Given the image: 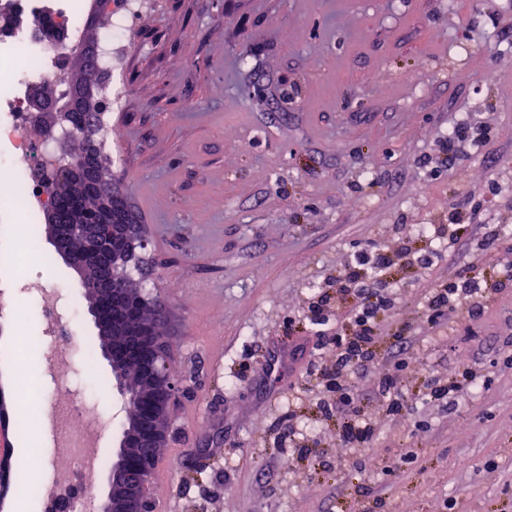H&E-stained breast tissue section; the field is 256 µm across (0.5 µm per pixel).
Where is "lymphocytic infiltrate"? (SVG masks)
Masks as SVG:
<instances>
[{"label": "lymphocytic infiltrate", "mask_w": 512, "mask_h": 512, "mask_svg": "<svg viewBox=\"0 0 512 512\" xmlns=\"http://www.w3.org/2000/svg\"><path fill=\"white\" fill-rule=\"evenodd\" d=\"M388 255L372 250L360 252L345 277L336 283V291L349 297L350 334L336 336V369L326 373V387L336 395V409L346 416L339 440L345 448L366 447L373 430L364 418L352 376L358 367L371 358L377 341L378 320L382 311L391 306L384 294L385 284L377 273L389 267ZM484 293L475 279L467 278L436 289L429 301L428 321L442 325L449 310L466 304L471 311H480Z\"/></svg>", "instance_id": "lymphocytic-infiltrate-1"}]
</instances>
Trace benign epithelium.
<instances>
[{"label": "benign epithelium", "instance_id": "benign-epithelium-1", "mask_svg": "<svg viewBox=\"0 0 512 512\" xmlns=\"http://www.w3.org/2000/svg\"><path fill=\"white\" fill-rule=\"evenodd\" d=\"M28 111L46 118L49 127L68 120V103L40 93L28 99ZM94 122L81 131L88 144L87 158L68 165L64 175L71 177L88 170L87 160L101 163ZM52 229L51 242L68 263L82 273L106 256L112 257V292L109 308L93 309L90 315L104 340L101 353L112 369L113 390L126 402L140 405L141 414L128 418L118 440L115 459L109 473L110 491L94 505L93 512H155L153 476L159 461L158 449L167 440V420L172 403L184 390V383L174 379L167 368L165 337L155 332L149 322H134L136 310L152 303L130 289L128 268L143 246L142 226L125 210L122 224H91L80 210L58 216L45 208ZM78 238L82 249L73 255L70 242Z\"/></svg>", "mask_w": 512, "mask_h": 512}]
</instances>
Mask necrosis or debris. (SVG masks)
<instances>
[{"label": "necrosis or debris", "mask_w": 512, "mask_h": 512, "mask_svg": "<svg viewBox=\"0 0 512 512\" xmlns=\"http://www.w3.org/2000/svg\"><path fill=\"white\" fill-rule=\"evenodd\" d=\"M63 49L62 42L35 41L23 31L0 35V145L8 148L1 161L9 170L0 178V203L11 205L16 225L30 223L47 203L45 184L33 170L47 166L56 154L50 143L35 142L36 124L25 103L28 92L36 89L53 97L61 92V76L53 62ZM31 284L45 324L38 371L57 378L71 364L76 331L69 311L77 301L52 280L36 277ZM17 394L37 401L48 416L52 437L51 447L37 449L38 463L22 477V490L37 493L51 487V495L43 502L44 512H74L77 498L97 485L108 466L101 437L106 420L97 407L83 405L67 394L40 400L25 386ZM78 417L84 420L79 427L73 424Z\"/></svg>", "instance_id": "4bbe7bcc"}]
</instances>
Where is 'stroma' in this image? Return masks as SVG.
Listing matches in <instances>:
<instances>
[{"instance_id":"stroma-1","label":"stroma","mask_w":512,"mask_h":512,"mask_svg":"<svg viewBox=\"0 0 512 512\" xmlns=\"http://www.w3.org/2000/svg\"><path fill=\"white\" fill-rule=\"evenodd\" d=\"M129 49L92 80L131 92L106 112L122 150L102 143L146 247L131 277L162 300L171 372L187 386L172 405L155 481L156 512H512V0H141ZM468 80H461L460 71ZM467 124L456 159L442 141ZM478 207L453 242L426 239L461 202ZM35 237L0 213V258L76 296L79 335L65 383L112 412L115 442L129 411L111 388L80 277L56 252L43 217ZM429 266L394 259L382 272L395 299L373 359L354 388L375 436L374 468L338 440L322 372L349 326L344 298L322 323L310 309L356 254L399 241ZM472 276L502 282L481 314L460 307L438 327L432 289ZM0 309V394L8 413L11 355L37 384L43 320L20 279ZM405 331L406 345L395 340ZM403 371H396L398 361ZM479 381L452 406L425 382L462 367ZM398 374L403 414L387 411L383 379ZM297 437H289V426ZM9 512H42L14 489L26 433L10 431ZM307 461H299L300 448Z\"/></svg>"}]
</instances>
